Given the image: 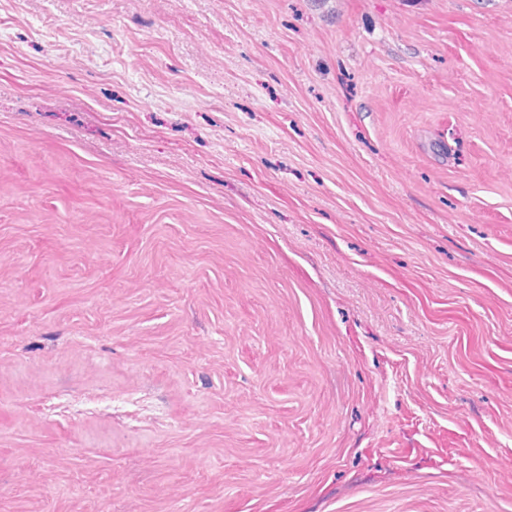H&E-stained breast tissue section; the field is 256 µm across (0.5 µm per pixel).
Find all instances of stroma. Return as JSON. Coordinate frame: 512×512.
Masks as SVG:
<instances>
[{"label": "stroma", "mask_w": 512, "mask_h": 512, "mask_svg": "<svg viewBox=\"0 0 512 512\" xmlns=\"http://www.w3.org/2000/svg\"><path fill=\"white\" fill-rule=\"evenodd\" d=\"M0 512H512V0H0Z\"/></svg>", "instance_id": "1"}]
</instances>
